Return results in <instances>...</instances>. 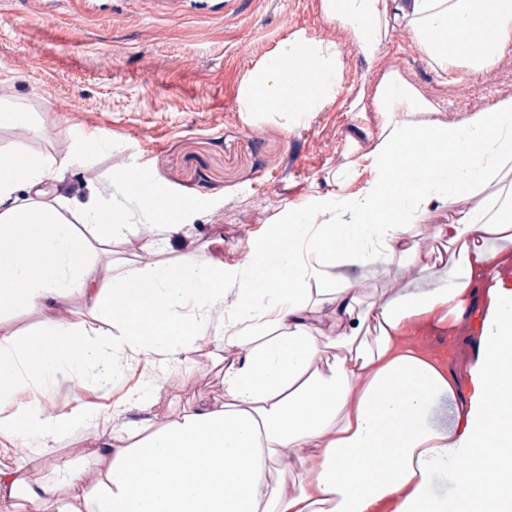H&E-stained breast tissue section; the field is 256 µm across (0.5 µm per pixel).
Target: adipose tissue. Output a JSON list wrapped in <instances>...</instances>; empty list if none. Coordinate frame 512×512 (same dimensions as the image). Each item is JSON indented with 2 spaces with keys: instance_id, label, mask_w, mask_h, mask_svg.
<instances>
[{
  "instance_id": "ef3b65f1",
  "label": "adipose tissue",
  "mask_w": 512,
  "mask_h": 512,
  "mask_svg": "<svg viewBox=\"0 0 512 512\" xmlns=\"http://www.w3.org/2000/svg\"><path fill=\"white\" fill-rule=\"evenodd\" d=\"M325 18L346 31L368 64L377 63L390 31L411 33L441 70L490 73L512 46V0H322ZM495 39H487V30ZM341 51L297 35L256 63L240 88L245 121L316 112L336 98ZM376 111L401 114L385 123L369 154L375 172L357 196L344 194L352 168L334 187L284 209L251 247L249 262L184 254L172 265H130L114 271L94 259V244L148 224L171 240L203 209L201 199H155L162 185L147 172H116L108 195L47 196L48 158L0 151V311L47 310L80 296L88 319L46 326L29 336L0 321V500L25 478L9 463L14 448L36 441L50 448L74 426L95 419L84 406L50 414L46 398L71 386L104 387L128 359L174 363L195 342L220 334L213 313L232 285L233 321L226 347L223 404L184 413L150 432L142 445L103 435L100 492L62 502L50 488L30 490L31 512H512V289L496 285L477 345L473 391L463 394L445 363L405 345L424 316L451 324L475 302L498 249L512 247V184L497 186L512 165V97L472 111L460 124L433 119V105L396 75L376 86ZM419 165L420 180L410 168ZM484 195L482 205L459 207ZM456 204L435 238L448 243L445 269L426 288L363 304L356 269L400 260L418 267L409 228L431 209ZM263 275L264 288L254 286ZM324 282L331 324L322 328L309 305L306 280ZM108 318L104 334L92 321ZM342 350L327 370H314L321 345ZM449 424L432 423L438 397ZM383 448L387 466H373ZM307 473L298 491L270 475L286 453ZM454 499L432 494L437 474L453 462ZM500 473L486 485L483 469Z\"/></svg>"
}]
</instances>
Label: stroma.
I'll list each match as a JSON object with an SVG mask.
<instances>
[{
	"instance_id": "35a3bbf8",
	"label": "stroma",
	"mask_w": 512,
	"mask_h": 512,
	"mask_svg": "<svg viewBox=\"0 0 512 512\" xmlns=\"http://www.w3.org/2000/svg\"><path fill=\"white\" fill-rule=\"evenodd\" d=\"M298 33L341 50L338 96L299 118L246 124L239 112L242 80L280 41ZM389 71L435 105V119L449 124L512 96V46L488 75L463 68L443 72L409 33L395 31L381 61L370 68L352 50L348 34L325 19L321 0H242L240 8L219 15L201 13L196 0H0V89L35 112L44 128L37 138L21 126L0 128V147L51 157L50 190L84 193L94 187L105 194L111 174L137 167L171 194L205 200L193 224L148 255L142 250L148 225H129L113 246L114 258L170 264L191 252L232 264L239 251L267 235L275 213L327 191L328 177L363 162L373 150L386 121L374 108V90ZM357 97L364 111H349ZM89 137L101 139L102 148L75 160ZM495 263L496 278L480 285L477 308L455 328L430 316L413 329L423 350L430 338L447 337V358L465 388L490 290L499 279L512 283V247ZM416 285L396 265L367 267L359 282L363 298L379 302ZM81 313L73 295L44 315L14 308L5 317L29 334ZM236 355L212 337L195 343L181 363L149 370L130 359L109 389L76 386L69 399L101 410L138 386L142 406L76 426L53 448L27 443L14 449L11 463L35 487L60 483L61 464L83 467L82 482L62 485L60 494L84 497L103 469L95 455L102 434L134 433L144 419L162 427L183 411L223 403L220 361Z\"/></svg>"
}]
</instances>
